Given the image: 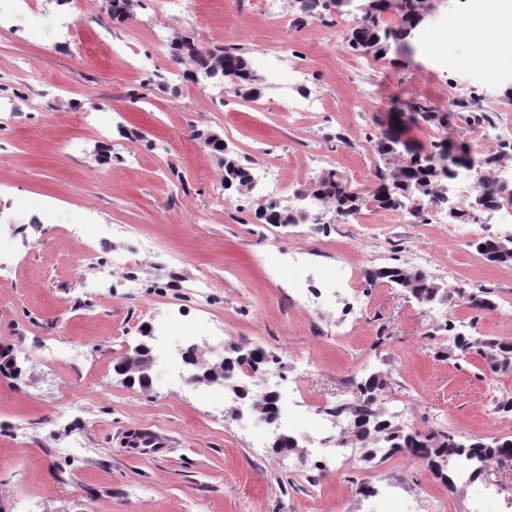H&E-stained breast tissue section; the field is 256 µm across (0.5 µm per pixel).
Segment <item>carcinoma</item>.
<instances>
[{
  "mask_svg": "<svg viewBox=\"0 0 512 512\" xmlns=\"http://www.w3.org/2000/svg\"><path fill=\"white\" fill-rule=\"evenodd\" d=\"M372 12L359 18L358 24L352 29L348 38L349 46L358 52L371 54L378 59L388 55L392 46L407 43L408 38L424 22L428 4L426 0H401L397 16H392L391 0H373ZM224 60V67L230 71L241 73V83L245 86L257 82L251 67H243L246 58L233 48L209 47L198 45V49L186 54L171 52V56L179 60L190 59L195 69L201 71L216 60V56ZM413 121L423 120L432 125L447 127L455 118V113L465 112L467 118L477 122L484 117L482 112L470 110V102L465 99L452 100V111L441 112L416 102L412 106ZM375 153L383 159L392 154L399 156L397 162L376 167L373 174L374 183L371 190L359 192L348 185L336 171L329 170L311 184L308 191L312 193L317 204L332 209L336 215L348 217L357 213L364 205L371 203L378 209L397 210L404 207V201L418 196L422 211L423 206L453 210L452 221L468 224L474 215L468 208H460L448 201V193L440 194L436 190L439 184L455 177L460 166L470 170L481 167L493 168L499 164L503 152H493L480 160H475L467 142L444 138L433 142L430 147H420L408 140L396 130L387 127L372 139ZM443 151L448 156V163L436 170L430 167L431 154ZM224 180L240 192L251 189V178L248 168L237 159L224 157ZM477 192L485 194L490 201L500 206H512V192L502 190L496 181L483 177L478 180ZM263 219L268 224H280L284 215L276 201H269L263 207ZM476 251L487 261L493 263H511L512 250L497 248L490 239H481L475 243ZM368 282L376 284L387 282L396 286L409 288L412 298L422 305L435 302L439 297V284L426 271L401 265L377 268L368 273ZM467 306L471 309L491 310L495 302L490 292L480 290L467 296ZM444 330L452 336L453 347L465 355L474 347L472 337L457 331L455 321L445 323ZM485 346L495 352L493 363L498 369L512 367V342L489 340ZM385 382L377 375H371L358 386V401L345 409L351 424V433L357 441L367 443L374 439L384 442V446L365 448L362 460L370 462L375 458L382 460L397 456L410 455L427 460L433 467H439V461L450 457H463L474 465L472 474L481 472V466L503 456H512V440L495 438L490 442L482 439H471L467 442L459 439L454 433L446 431L422 433L407 431L393 425L388 418L374 407L376 393L382 390Z\"/></svg>",
  "mask_w": 512,
  "mask_h": 512,
  "instance_id": "1",
  "label": "carcinoma"
}]
</instances>
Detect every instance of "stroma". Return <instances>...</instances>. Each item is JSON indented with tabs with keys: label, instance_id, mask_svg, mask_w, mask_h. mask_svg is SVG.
I'll return each mask as SVG.
<instances>
[{
	"label": "stroma",
	"instance_id": "35a3bbf8",
	"mask_svg": "<svg viewBox=\"0 0 512 512\" xmlns=\"http://www.w3.org/2000/svg\"><path fill=\"white\" fill-rule=\"evenodd\" d=\"M467 0H448L410 46L377 59L352 51L353 7L318 10L287 28L256 0H133L130 18L113 24L106 0H49L20 21L0 23V351L20 373L0 375V512H507L512 459L472 478L457 458L442 463L445 486L426 461L397 456L366 463L344 439L343 462L319 450L334 433L315 416L355 403L370 375L387 383L376 406L408 409L405 429L445 430L460 439L512 438V371L491 372L479 354L452 353L443 332L455 320L477 340L512 341V264L487 261L482 237H512L509 224H456L412 207L362 208L346 218L321 211L319 222L264 224V184L238 196L224 187V166L198 135L213 131L242 164L278 168L297 196L333 170L369 190L380 162L367 133L399 118L418 145L466 141L474 157L492 147L465 121L453 127L412 122L408 106L471 100L476 111L512 109L502 87L484 96L480 67L469 59L492 49L454 21ZM237 48L260 79L257 97L237 96L227 80H191L175 63L178 36ZM306 77L296 80L293 68ZM375 96L360 98L361 83ZM322 111L288 121L287 106L312 93ZM319 159H311L312 151ZM89 217L87 235L73 226ZM120 224L124 233H113ZM152 250H143V242ZM433 255L430 274L449 299L420 305L366 272L408 265L413 250ZM92 261H81L83 252ZM345 258L355 288L336 266ZM213 286L195 295L196 279ZM324 284L314 310L295 284ZM494 293L477 311L460 291ZM150 388L124 385L118 357L152 325ZM210 357L223 337L260 346L278 363L280 383L297 382L291 418L294 469L251 413L210 387H190L173 372L184 337ZM53 341V360L38 353ZM450 357H438L440 349ZM310 370L298 376L300 361ZM161 445L142 442V432Z\"/></svg>",
	"mask_w": 512,
	"mask_h": 512
}]
</instances>
